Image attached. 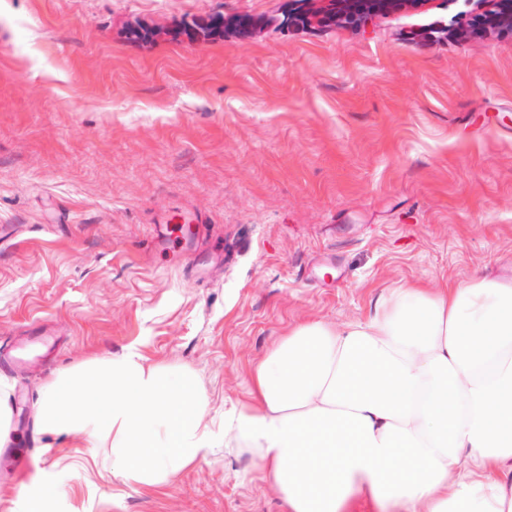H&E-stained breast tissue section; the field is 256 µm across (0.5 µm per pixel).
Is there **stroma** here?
<instances>
[{
  "instance_id": "35a3bbf8",
  "label": "stroma",
  "mask_w": 512,
  "mask_h": 512,
  "mask_svg": "<svg viewBox=\"0 0 512 512\" xmlns=\"http://www.w3.org/2000/svg\"><path fill=\"white\" fill-rule=\"evenodd\" d=\"M298 7L0 0V512H282L220 448L165 491L122 484L104 449L39 428L45 383L134 347L194 371L218 417L295 324L512 277V32L476 30L479 0L279 26ZM217 12L269 23L125 36ZM195 214L193 262L156 247L158 219ZM261 20L263 19L246 13L224 14L223 12L210 15L201 22L185 23L170 32H166V35L170 36L171 41L177 43L224 38V33L228 31L239 35H247L256 28L252 27V24Z\"/></svg>"
}]
</instances>
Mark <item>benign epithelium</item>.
I'll return each instance as SVG.
<instances>
[{
	"label": "benign epithelium",
	"instance_id": "1",
	"mask_svg": "<svg viewBox=\"0 0 512 512\" xmlns=\"http://www.w3.org/2000/svg\"><path fill=\"white\" fill-rule=\"evenodd\" d=\"M432 0H303L301 13L322 22L364 26L375 14L396 11H421Z\"/></svg>",
	"mask_w": 512,
	"mask_h": 512
}]
</instances>
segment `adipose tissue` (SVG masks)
Instances as JSON below:
<instances>
[{
    "instance_id": "1",
    "label": "adipose tissue",
    "mask_w": 512,
    "mask_h": 512,
    "mask_svg": "<svg viewBox=\"0 0 512 512\" xmlns=\"http://www.w3.org/2000/svg\"><path fill=\"white\" fill-rule=\"evenodd\" d=\"M251 401L207 415L195 372L138 349L43 388L40 426L108 449L159 491L222 447L249 454L283 512H512V282H414L372 314L294 326L250 371Z\"/></svg>"
}]
</instances>
